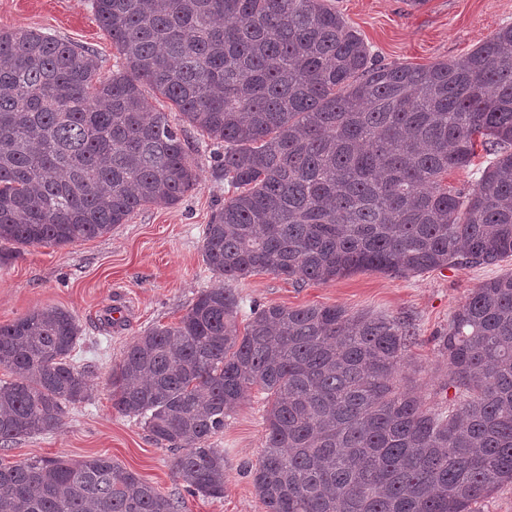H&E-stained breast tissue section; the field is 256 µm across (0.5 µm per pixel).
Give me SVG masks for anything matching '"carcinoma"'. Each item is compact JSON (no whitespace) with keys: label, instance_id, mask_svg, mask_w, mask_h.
<instances>
[{"label":"carcinoma","instance_id":"cac0c4a2","mask_svg":"<svg viewBox=\"0 0 512 512\" xmlns=\"http://www.w3.org/2000/svg\"><path fill=\"white\" fill-rule=\"evenodd\" d=\"M121 58L0 29V243L103 236L197 182L192 150L148 85L224 146L238 193L202 230L228 280L410 276L512 257V25L461 61L381 64L329 0H93ZM495 155L468 191L443 184ZM201 291L178 323L135 337L109 377L112 408L175 451L188 492L224 497L211 439L255 386L272 396L250 470L266 512H475L512 484V273L448 321V405L400 375L410 324L337 307L251 309ZM81 326L59 308L0 325V445L51 434L88 399L70 362ZM106 456L0 466V512H182Z\"/></svg>","mask_w":512,"mask_h":512}]
</instances>
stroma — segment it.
Listing matches in <instances>:
<instances>
[{"label":"stroma","instance_id":"stroma-1","mask_svg":"<svg viewBox=\"0 0 512 512\" xmlns=\"http://www.w3.org/2000/svg\"><path fill=\"white\" fill-rule=\"evenodd\" d=\"M385 64L428 66L466 57L500 27L512 25V0H331ZM0 28L36 30L95 54L100 78L111 76L117 52L90 0H0ZM151 106L183 127L195 148L198 185L170 206H148L106 235L63 247L0 246V325L33 309L72 313L82 329L72 353L85 369L90 396L71 406L49 435L21 437L0 448V464L36 457L79 461L105 455L137 472L162 493L182 499L184 512H264L250 469L264 451L267 393L252 389L213 439L224 451V496H192L174 470V451L156 445L136 419L112 407L108 378L127 344L145 329L171 325L204 289L230 285L246 326L252 305L336 306L409 322L415 337L401 365L428 406H443L448 360L438 341L451 314L486 280L512 273V257L495 265L459 266L397 277L356 271L325 283L295 282L260 272L225 282L202 259V230L228 196L214 177L206 137L184 126L175 106L153 89Z\"/></svg>","mask_w":512,"mask_h":512}]
</instances>
